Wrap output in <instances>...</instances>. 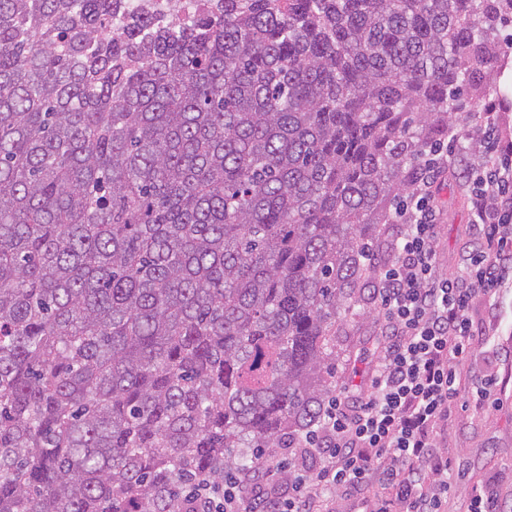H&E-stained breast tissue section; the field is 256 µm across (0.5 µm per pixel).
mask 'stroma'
<instances>
[{
	"instance_id": "35a3bbf8",
	"label": "stroma",
	"mask_w": 512,
	"mask_h": 512,
	"mask_svg": "<svg viewBox=\"0 0 512 512\" xmlns=\"http://www.w3.org/2000/svg\"><path fill=\"white\" fill-rule=\"evenodd\" d=\"M505 63L487 72L488 80L509 90L500 113V133L512 138V24L500 33ZM462 177L442 176L436 187L440 209L436 249L440 272L452 278L462 273L473 246L470 198ZM470 316L474 333L472 355L458 365L457 403L441 443L448 456L451 487L446 512H461L463 501L476 486L491 485L497 512H512V270L491 299H476ZM382 354L377 316L358 326H343L336 338V370L331 382L337 393H364L367 370ZM494 378L486 400H479L477 381Z\"/></svg>"
}]
</instances>
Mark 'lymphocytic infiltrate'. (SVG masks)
<instances>
[{
	"instance_id": "1",
	"label": "lymphocytic infiltrate",
	"mask_w": 512,
	"mask_h": 512,
	"mask_svg": "<svg viewBox=\"0 0 512 512\" xmlns=\"http://www.w3.org/2000/svg\"><path fill=\"white\" fill-rule=\"evenodd\" d=\"M455 151L427 160L406 201L395 210L401 230L375 291L383 353L365 393L332 397L317 427L296 441L310 471L268 456L258 471L228 473L220 512H317L322 491L362 490L380 477L388 504L372 512H444L448 457L438 448L457 398L456 367L471 354L468 309L490 295L512 266V140L474 162L467 187L481 246L465 270L437 273L434 190Z\"/></svg>"
}]
</instances>
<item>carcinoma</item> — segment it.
Listing matches in <instances>:
<instances>
[{
	"mask_svg": "<svg viewBox=\"0 0 512 512\" xmlns=\"http://www.w3.org/2000/svg\"><path fill=\"white\" fill-rule=\"evenodd\" d=\"M0 0V512H203L334 389L512 0Z\"/></svg>",
	"mask_w": 512,
	"mask_h": 512,
	"instance_id": "obj_1",
	"label": "carcinoma"
}]
</instances>
